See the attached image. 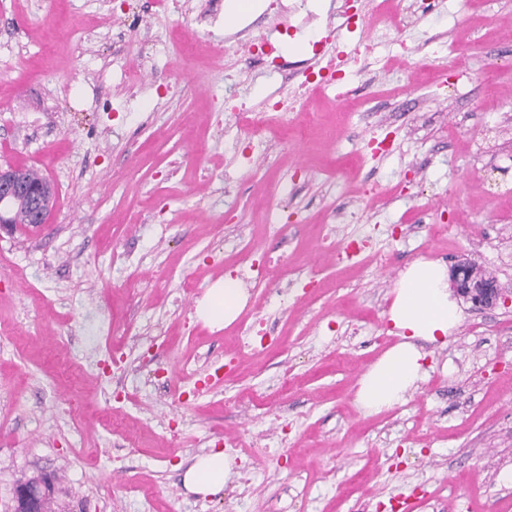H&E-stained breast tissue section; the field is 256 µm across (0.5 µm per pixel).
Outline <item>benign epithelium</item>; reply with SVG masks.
Instances as JSON below:
<instances>
[{
    "mask_svg": "<svg viewBox=\"0 0 512 512\" xmlns=\"http://www.w3.org/2000/svg\"><path fill=\"white\" fill-rule=\"evenodd\" d=\"M55 187L49 181L31 182L17 168L0 166V230L13 229L6 223L4 210L19 205L25 208L28 224L39 227L46 223L53 208ZM451 284L457 296L476 306L492 307L503 299L492 277L479 276L473 270V262L464 259L451 271ZM50 478L37 477V482H22L17 485L7 512H42V490L49 487Z\"/></svg>",
    "mask_w": 512,
    "mask_h": 512,
    "instance_id": "1",
    "label": "benign epithelium"
}]
</instances>
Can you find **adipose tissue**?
I'll return each instance as SVG.
<instances>
[{"instance_id": "obj_1", "label": "adipose tissue", "mask_w": 512, "mask_h": 512, "mask_svg": "<svg viewBox=\"0 0 512 512\" xmlns=\"http://www.w3.org/2000/svg\"><path fill=\"white\" fill-rule=\"evenodd\" d=\"M388 318L399 341L360 378L356 393L359 408L373 414L405 402L425 375L424 352L418 340L446 341L462 322V311L448 290L443 265L418 260L395 283ZM245 301L237 280L225 278L209 288L199 301L197 314L210 324L235 319ZM230 475L223 451L213 450L198 458L183 475L184 485L203 495L219 492Z\"/></svg>"}]
</instances>
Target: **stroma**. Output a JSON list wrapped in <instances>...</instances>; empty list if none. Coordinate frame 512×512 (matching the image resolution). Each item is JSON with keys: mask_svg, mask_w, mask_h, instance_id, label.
Returning a JSON list of instances; mask_svg holds the SVG:
<instances>
[{"mask_svg": "<svg viewBox=\"0 0 512 512\" xmlns=\"http://www.w3.org/2000/svg\"><path fill=\"white\" fill-rule=\"evenodd\" d=\"M232 2L0 0V165L56 188L48 224L0 231V512L37 472L65 512H373L399 499L512 512V0H440L369 29L353 112L332 90L309 95L272 166L244 154L225 95L262 106L358 37L341 0H297L286 20L270 0ZM284 20L283 71L219 55L226 37ZM370 191L393 197L373 210ZM327 232L361 251L321 250ZM247 247L287 256L294 275L267 271L233 322L198 321ZM465 258L507 304L461 302L447 343L421 345L418 389L363 413L358 381L398 341L395 281L418 260ZM257 312L269 348L236 353ZM228 364L241 372L227 386ZM256 389L268 408L224 401ZM228 439L243 445L223 490L188 491L183 472Z\"/></svg>", "mask_w": 512, "mask_h": 512, "instance_id": "35a3bbf8", "label": "stroma"}]
</instances>
